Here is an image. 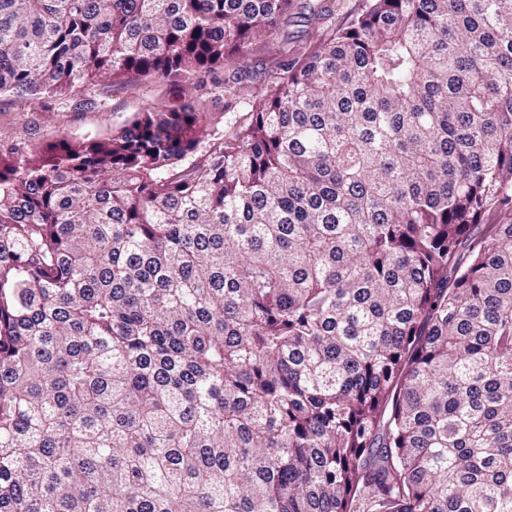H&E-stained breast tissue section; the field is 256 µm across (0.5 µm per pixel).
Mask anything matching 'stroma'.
<instances>
[{
    "label": "stroma",
    "instance_id": "1",
    "mask_svg": "<svg viewBox=\"0 0 512 512\" xmlns=\"http://www.w3.org/2000/svg\"><path fill=\"white\" fill-rule=\"evenodd\" d=\"M86 95L104 103V110L73 103L65 107L29 104L15 96L0 95V145L27 146L55 135H103L132 121L136 113L149 105L172 106L194 97L195 89L187 86L176 93L163 83L145 84L137 89L102 84L87 90Z\"/></svg>",
    "mask_w": 512,
    "mask_h": 512
}]
</instances>
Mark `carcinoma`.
I'll return each mask as SVG.
<instances>
[{
  "instance_id": "carcinoma-1",
  "label": "carcinoma",
  "mask_w": 512,
  "mask_h": 512,
  "mask_svg": "<svg viewBox=\"0 0 512 512\" xmlns=\"http://www.w3.org/2000/svg\"><path fill=\"white\" fill-rule=\"evenodd\" d=\"M0 0V512H512V0ZM307 15L332 14L306 0ZM280 32V39L288 40V47L304 48L324 37L326 24L310 20L308 15L298 14ZM254 51L253 54L249 57V61L252 62V66H254V69L247 74L245 77L243 75V79L241 82V87H244L243 95L240 96V98L234 100V103L232 104V107L230 112H240L246 103L251 104L250 100L248 99L249 96L246 94H250L249 90L253 89L256 85H258L260 82V78L262 76V68H264L266 65L269 66V62L267 60L268 52L265 50L264 46L261 43H257L253 46ZM195 94L192 85L185 86L179 93H173L165 83L142 84L137 89L106 84L93 86L85 92V98L102 101L105 112L76 106L75 102L65 108L52 103L48 108L25 103L16 96L0 95V145L27 146L50 140L55 135L74 138L103 135L131 122L136 113L143 112L149 105L173 106Z\"/></svg>"
}]
</instances>
